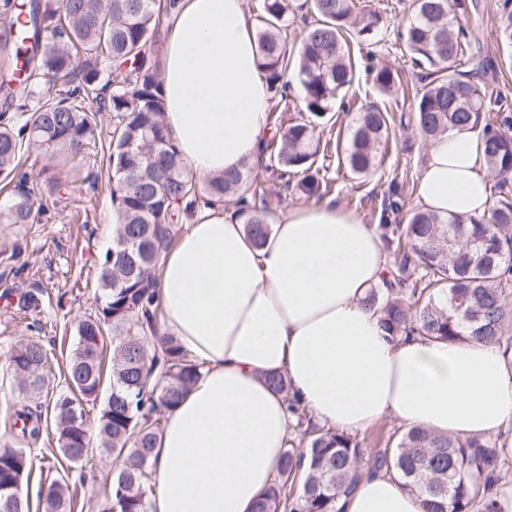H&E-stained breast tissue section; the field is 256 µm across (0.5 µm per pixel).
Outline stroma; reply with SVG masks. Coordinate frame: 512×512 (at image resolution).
Segmentation results:
<instances>
[{"instance_id":"1","label":"stroma","mask_w":512,"mask_h":512,"mask_svg":"<svg viewBox=\"0 0 512 512\" xmlns=\"http://www.w3.org/2000/svg\"><path fill=\"white\" fill-rule=\"evenodd\" d=\"M467 10L459 21L467 30L466 54L472 77L512 95V65L504 61L495 34V23L503 0H465ZM358 6L380 14L383 23L377 34L350 45L357 66L367 59L398 70L397 91L380 95L357 73L344 107L334 108L317 129L326 150L320 157V175L329 186V199L344 209L374 223L390 185H397L405 211H412L415 189L424 160L425 144L415 125V101L428 83L429 67L415 64L399 38L403 22L412 12V0H356ZM376 104L387 109L392 136L389 152L370 175L359 176L338 163L334 149L338 131L348 129L360 107ZM29 186L42 208L32 224L15 239L20 252L16 270L0 281V292L21 296L42 293L40 313L28 315L0 305V374L5 373L10 351L28 338H39L46 346L53 374L66 368L77 342V324L94 313L97 268L113 243L112 185L94 158L68 167V189L56 194L51 183L58 169L53 159L39 148L26 150ZM118 464L113 457L92 452L76 480L77 500L83 512H103L108 504L109 482Z\"/></svg>"}]
</instances>
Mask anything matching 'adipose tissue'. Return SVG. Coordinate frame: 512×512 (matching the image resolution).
I'll return each instance as SVG.
<instances>
[{
  "label": "adipose tissue",
  "instance_id": "1",
  "mask_svg": "<svg viewBox=\"0 0 512 512\" xmlns=\"http://www.w3.org/2000/svg\"><path fill=\"white\" fill-rule=\"evenodd\" d=\"M160 50L164 124L199 178L255 164L273 106L244 0H177ZM474 132L428 142L415 203L440 218L492 204ZM388 271L377 225L330 201L289 208L254 245L225 204L198 211L167 252L163 329L202 366L167 414L149 512H252L292 438L286 397L314 422L359 433L393 417L443 435L512 427V349L391 340L365 298ZM282 373L289 396L268 384ZM345 512H425L381 473Z\"/></svg>",
  "mask_w": 512,
  "mask_h": 512
}]
</instances>
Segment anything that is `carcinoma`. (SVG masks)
<instances>
[{
  "label": "carcinoma",
  "mask_w": 512,
  "mask_h": 512,
  "mask_svg": "<svg viewBox=\"0 0 512 512\" xmlns=\"http://www.w3.org/2000/svg\"><path fill=\"white\" fill-rule=\"evenodd\" d=\"M315 20L305 31L296 60L281 37L292 12L290 0H263L256 33L262 68L273 92L291 80L301 86L308 116L288 123L278 141L265 143L269 168L287 189L306 197L328 192L316 167L318 120L343 100L356 77L349 43L376 34L382 18L354 15L355 0H308ZM465 0H413L400 38L417 63L433 67L416 103V125L429 141L451 128L479 130L485 166L496 178L497 198L480 220L414 210L401 223L399 188H390L379 214L391 271L367 303L378 307L389 336L417 332L432 341L475 339L501 343L512 324V101L459 70L467 33L458 12ZM167 0H3L0 10V175L14 183L13 200L0 209V224L20 230L30 223L35 201L22 170L25 147L50 157L102 154L113 181L119 224L114 237L126 251L107 252L98 272L94 314L77 325V343L57 390L49 357L32 337L14 347L6 376L39 399L4 416L7 441L0 445V512H30L22 486L32 471L30 453L49 417L58 448L47 459L55 477L39 491L41 512H74L72 474L87 460L92 441L120 461L110 486L117 512H148L151 458L170 411L201 376L202 365L177 339L160 332L156 270L178 230L197 207L237 196L239 212L255 243L269 232L268 211L255 201L263 185L251 168L199 183L173 146L161 117L156 43ZM499 40L512 52V0H504ZM383 93L400 83L387 66L364 68ZM60 86L64 93L32 109L34 87ZM111 130L102 140V119ZM388 113L371 103L360 109L342 160L359 175L380 164L389 140ZM109 378L94 426L85 405L96 403ZM299 443H289L270 485L253 512H340L342 495L376 472L395 474L404 490L427 498V512H496L491 493L502 478L490 439L437 435L404 429L395 446L365 448L356 436L323 427L296 400H288Z\"/></svg>",
  "instance_id": "obj_1"
}]
</instances>
